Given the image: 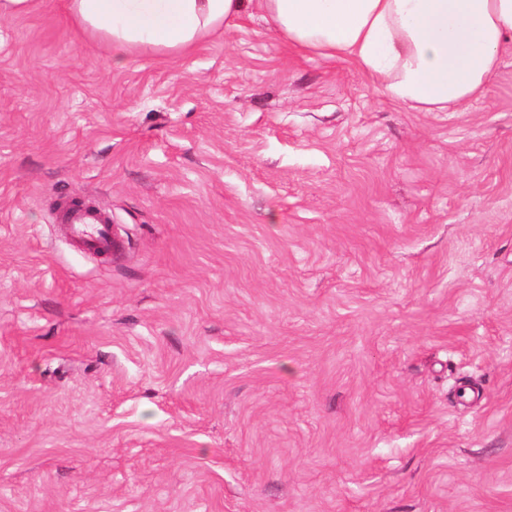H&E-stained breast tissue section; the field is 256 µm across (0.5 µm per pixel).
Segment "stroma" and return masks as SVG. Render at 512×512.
<instances>
[{
	"label": "stroma",
	"mask_w": 512,
	"mask_h": 512,
	"mask_svg": "<svg viewBox=\"0 0 512 512\" xmlns=\"http://www.w3.org/2000/svg\"><path fill=\"white\" fill-rule=\"evenodd\" d=\"M68 4L0 22V512H512V50L417 112L257 11L116 67ZM58 220L67 224L68 232L85 251H112V227L106 214L91 207H65Z\"/></svg>",
	"instance_id": "35a3bbf8"
}]
</instances>
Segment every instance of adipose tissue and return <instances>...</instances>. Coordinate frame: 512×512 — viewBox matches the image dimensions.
<instances>
[{"label":"adipose tissue","instance_id":"obj_1","mask_svg":"<svg viewBox=\"0 0 512 512\" xmlns=\"http://www.w3.org/2000/svg\"><path fill=\"white\" fill-rule=\"evenodd\" d=\"M258 8L302 53L355 64L392 102L444 112L480 97L512 42V0H70L120 49L185 53Z\"/></svg>","mask_w":512,"mask_h":512}]
</instances>
